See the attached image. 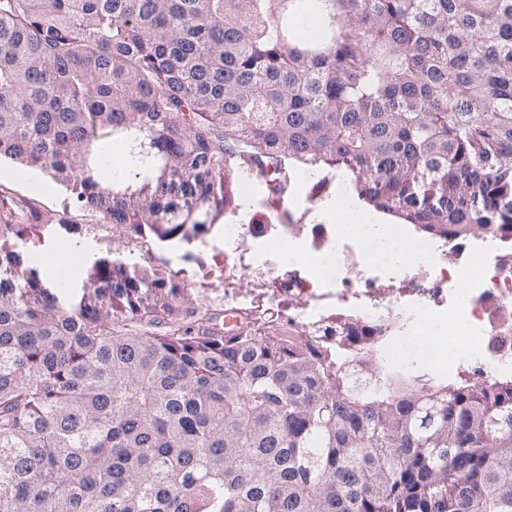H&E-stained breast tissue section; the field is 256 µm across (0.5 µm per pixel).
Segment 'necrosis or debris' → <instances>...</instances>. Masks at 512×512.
<instances>
[{"label": "necrosis or debris", "mask_w": 512, "mask_h": 512, "mask_svg": "<svg viewBox=\"0 0 512 512\" xmlns=\"http://www.w3.org/2000/svg\"><path fill=\"white\" fill-rule=\"evenodd\" d=\"M500 240L488 231L467 243L437 242L429 259L400 274L372 260L341 224H228L224 276L247 279L272 303L284 292L301 296L298 322L305 327L330 322L336 311L384 325V359L406 365L412 362L408 346L424 323L446 317L450 347L477 338L476 356L462 363L494 384L512 378V249H500ZM291 246L304 260L289 270L286 283L274 282L271 271ZM473 267L480 270L474 278L468 275ZM398 275L403 289L385 293L386 281ZM460 275L466 278L461 289L453 282Z\"/></svg>", "instance_id": "4bbe7bcc"}]
</instances>
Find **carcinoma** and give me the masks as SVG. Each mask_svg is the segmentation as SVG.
Instances as JSON below:
<instances>
[{
    "mask_svg": "<svg viewBox=\"0 0 512 512\" xmlns=\"http://www.w3.org/2000/svg\"><path fill=\"white\" fill-rule=\"evenodd\" d=\"M105 226L188 242L289 164L435 240L512 235V0H0V157ZM0 192V512H512V380L392 373L347 316L296 338L101 257Z\"/></svg>",
    "mask_w": 512,
    "mask_h": 512,
    "instance_id": "1",
    "label": "carcinoma"
}]
</instances>
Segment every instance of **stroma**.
I'll use <instances>...</instances> for the list:
<instances>
[{"label": "stroma", "instance_id": "stroma-1", "mask_svg": "<svg viewBox=\"0 0 512 512\" xmlns=\"http://www.w3.org/2000/svg\"><path fill=\"white\" fill-rule=\"evenodd\" d=\"M30 171L9 159L0 160V190L30 200L43 211L79 225L76 233L58 227L40 231L34 252L62 251L68 267L78 270V284H85L91 262L105 254L119 255L139 269H171L196 306L211 310L236 306L235 289L224 285V227L245 224L265 216L272 223L315 224L320 212L336 199L358 203L355 179L347 173L325 168L314 175L293 167L289 170L292 190L283 205L271 203L264 183L247 176L233 181L235 211L222 216L207 233L190 242L171 244L157 240L143 244L112 233L98 214L79 208L64 185L47 180L33 185Z\"/></svg>", "mask_w": 512, "mask_h": 512}]
</instances>
